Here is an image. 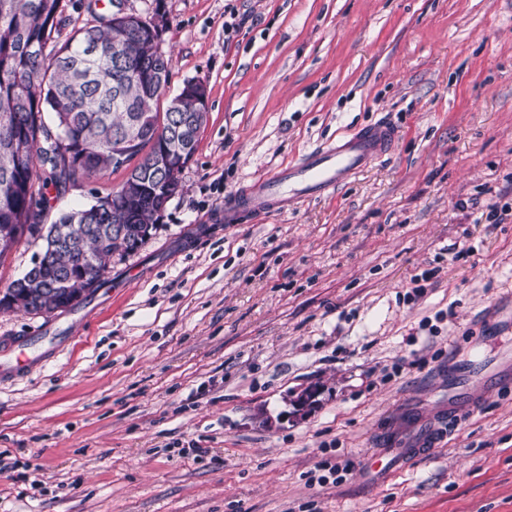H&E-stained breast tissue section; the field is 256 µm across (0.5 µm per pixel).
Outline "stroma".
<instances>
[{
    "instance_id": "1",
    "label": "stroma",
    "mask_w": 512,
    "mask_h": 512,
    "mask_svg": "<svg viewBox=\"0 0 512 512\" xmlns=\"http://www.w3.org/2000/svg\"><path fill=\"white\" fill-rule=\"evenodd\" d=\"M158 4L165 94L203 80L207 122L111 284L0 312V341L56 349L0 381V512H512V323L491 315L512 291V0L125 7ZM381 118L394 152L335 193L219 220ZM124 178L81 182L48 219ZM43 249L23 236L0 290ZM424 436L432 453L408 456Z\"/></svg>"
}]
</instances>
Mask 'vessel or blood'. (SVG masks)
I'll use <instances>...</instances> for the list:
<instances>
[{"instance_id":"b4317fda","label":"vessel or blood","mask_w":512,"mask_h":512,"mask_svg":"<svg viewBox=\"0 0 512 512\" xmlns=\"http://www.w3.org/2000/svg\"><path fill=\"white\" fill-rule=\"evenodd\" d=\"M397 132L385 122H373L354 133L325 145L282 168L271 178L257 181L224 207L225 223H234L241 213L261 212L334 191L373 161L389 154ZM27 339L0 345V379H15L32 366L26 356Z\"/></svg>"}]
</instances>
